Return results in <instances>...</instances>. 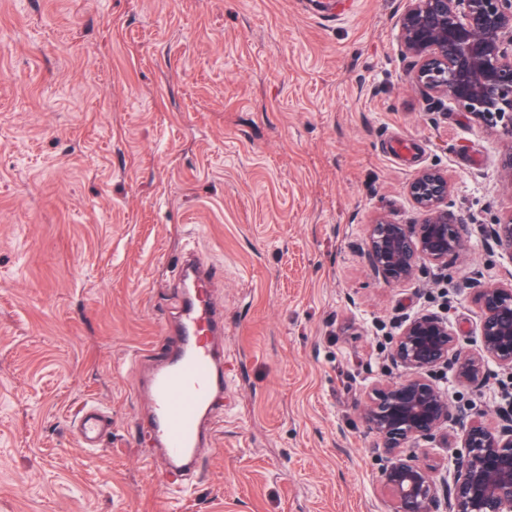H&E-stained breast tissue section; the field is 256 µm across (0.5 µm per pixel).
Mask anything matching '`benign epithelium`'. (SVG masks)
I'll return each instance as SVG.
<instances>
[{
    "label": "benign epithelium",
    "instance_id": "benign-epithelium-1",
    "mask_svg": "<svg viewBox=\"0 0 512 512\" xmlns=\"http://www.w3.org/2000/svg\"><path fill=\"white\" fill-rule=\"evenodd\" d=\"M401 53L411 61V82L441 112L448 103L512 138V0H405L398 18ZM448 175L423 168L408 194L425 214L414 226L379 218L369 225L364 251L373 271L388 283L413 279L426 264L460 258L468 238L448 210ZM488 244L512 259V217L483 229ZM472 290L480 322V346H459L448 318L423 313L400 327L388 353L404 375L375 384L363 420L386 455L381 482L396 512H512V406L500 409L492 427L456 407L434 379L452 367L459 383L478 387L486 366L512 374V285L479 278ZM449 422L459 426L451 478L415 463L412 444L432 440Z\"/></svg>",
    "mask_w": 512,
    "mask_h": 512
}]
</instances>
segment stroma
<instances>
[{
  "instance_id": "35a3bbf8",
  "label": "stroma",
  "mask_w": 512,
  "mask_h": 512,
  "mask_svg": "<svg viewBox=\"0 0 512 512\" xmlns=\"http://www.w3.org/2000/svg\"><path fill=\"white\" fill-rule=\"evenodd\" d=\"M402 0H0V512H393L362 419L402 320L479 345L463 282L512 283L483 225L512 216V140L430 111ZM434 166L465 259L388 284L369 224H418ZM224 311V407L189 488L145 456L147 353L187 249ZM435 379L495 420L512 375ZM112 419L99 453L74 419Z\"/></svg>"
}]
</instances>
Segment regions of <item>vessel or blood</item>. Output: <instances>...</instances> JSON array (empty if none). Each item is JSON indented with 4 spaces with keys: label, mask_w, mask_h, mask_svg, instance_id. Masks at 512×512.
Instances as JSON below:
<instances>
[{
    "label": "vessel or blood",
    "mask_w": 512,
    "mask_h": 512,
    "mask_svg": "<svg viewBox=\"0 0 512 512\" xmlns=\"http://www.w3.org/2000/svg\"><path fill=\"white\" fill-rule=\"evenodd\" d=\"M181 278L180 312L168 331L171 347L154 365L147 386L152 415L145 437L164 453L167 484L195 469L199 448L213 438L204 418L224 393L221 354L212 342L223 334L224 322L211 301V270L189 255L182 262ZM111 425L100 410L82 409L78 422L82 444L96 447Z\"/></svg>",
    "instance_id": "1"
}]
</instances>
